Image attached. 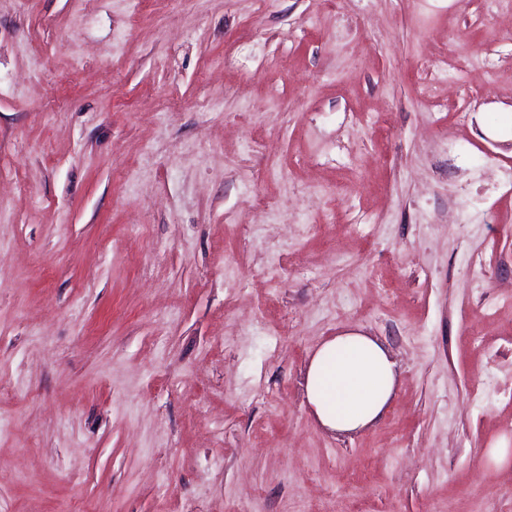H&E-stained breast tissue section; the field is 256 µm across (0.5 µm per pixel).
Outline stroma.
<instances>
[{"instance_id": "35a3bbf8", "label": "stroma", "mask_w": 512, "mask_h": 512, "mask_svg": "<svg viewBox=\"0 0 512 512\" xmlns=\"http://www.w3.org/2000/svg\"><path fill=\"white\" fill-rule=\"evenodd\" d=\"M511 22L0 0V512H512ZM349 330L401 380L339 436ZM399 374L397 361L380 339L345 332L323 342L310 357L304 396L325 430L351 436L386 414Z\"/></svg>"}]
</instances>
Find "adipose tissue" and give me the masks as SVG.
Instances as JSON below:
<instances>
[{"label": "adipose tissue", "mask_w": 512, "mask_h": 512, "mask_svg": "<svg viewBox=\"0 0 512 512\" xmlns=\"http://www.w3.org/2000/svg\"><path fill=\"white\" fill-rule=\"evenodd\" d=\"M399 374L397 361L380 339L345 332L323 342L311 356L304 396L325 430L351 436L386 414Z\"/></svg>", "instance_id": "ef3b65f1"}]
</instances>
